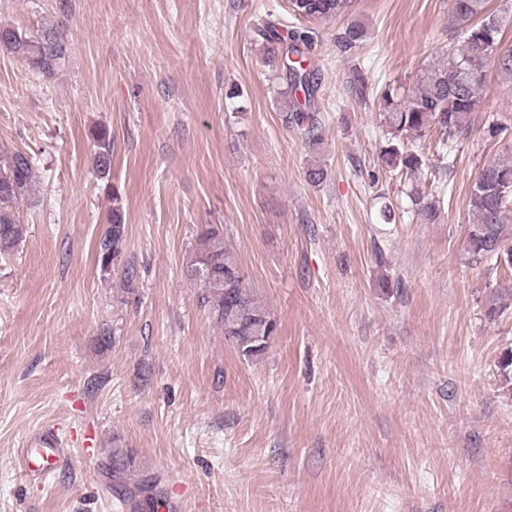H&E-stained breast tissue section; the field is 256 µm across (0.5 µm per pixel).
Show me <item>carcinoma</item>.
Masks as SVG:
<instances>
[{"instance_id": "1", "label": "carcinoma", "mask_w": 512, "mask_h": 512, "mask_svg": "<svg viewBox=\"0 0 512 512\" xmlns=\"http://www.w3.org/2000/svg\"><path fill=\"white\" fill-rule=\"evenodd\" d=\"M295 19L331 21L344 14L351 0H290ZM451 28L454 36L448 57L428 62L417 74L411 91L386 85L378 98L379 112L388 134L382 159L390 171L424 174L429 192L414 189L408 194L410 209L434 221L439 216V200L449 184L434 183L433 172L425 171L423 149L431 132H436V155L454 160L462 141L474 122V112L485 94L484 71L496 64L499 72L512 79V44L504 43L502 21L490 10L489 0H451ZM257 35L269 46L271 59H280L287 85L290 112L288 123L310 144L321 140L317 93L318 74L304 67L312 46V31L288 27L266 20ZM366 36L357 22L346 25L336 36L339 52L355 50ZM0 50L23 61L38 76L51 80L64 67L72 47L67 26L58 24L37 35L12 27H0ZM97 148L96 173H110L112 138L100 128L93 133ZM38 175L32 157L13 152L0 164V255H8L24 235V226L16 216V207L33 194ZM472 222L468 225L465 254L470 263L492 262L512 269V157L484 164L469 190ZM126 241V224L121 208H112L108 227L99 241L101 270L112 271ZM190 277L200 282L198 304L224 329V335L236 339L237 349L245 357L261 355L267 344L259 336H274L276 322L246 288L235 260L224 249V229L211 224L202 229L198 248L187 262ZM113 478L120 491L129 495L120 471L131 467V459L112 452Z\"/></svg>"}]
</instances>
